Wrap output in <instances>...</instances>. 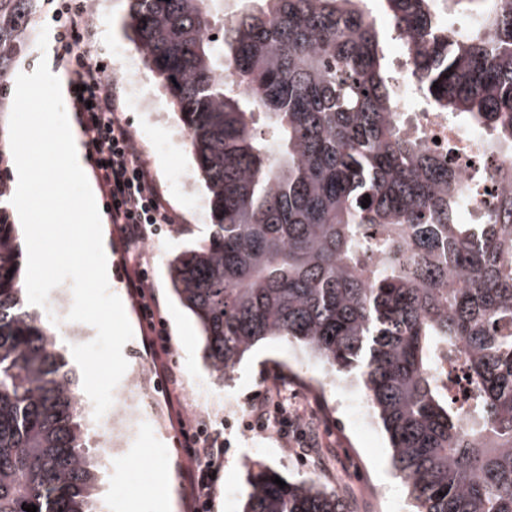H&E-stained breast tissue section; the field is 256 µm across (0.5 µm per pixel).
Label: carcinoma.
I'll list each match as a JSON object with an SVG mask.
<instances>
[{
  "label": "carcinoma",
  "instance_id": "1",
  "mask_svg": "<svg viewBox=\"0 0 512 512\" xmlns=\"http://www.w3.org/2000/svg\"><path fill=\"white\" fill-rule=\"evenodd\" d=\"M247 2L228 20L224 0L128 5L207 192L209 235L168 266L207 366L222 379L286 340L355 370L412 512H512V180L460 223L479 186L402 134L395 97L403 79L512 156V0H452L476 17L463 30L435 0H385L386 32L362 0ZM41 7L0 0V116ZM389 38L412 54L403 74L384 64ZM10 194L0 175V512H99L76 374L24 306ZM277 475L250 469L242 512H345L335 491Z\"/></svg>",
  "mask_w": 512,
  "mask_h": 512
}]
</instances>
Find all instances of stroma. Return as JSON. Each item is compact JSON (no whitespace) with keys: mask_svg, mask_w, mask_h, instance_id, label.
Returning <instances> with one entry per match:
<instances>
[{"mask_svg":"<svg viewBox=\"0 0 512 512\" xmlns=\"http://www.w3.org/2000/svg\"><path fill=\"white\" fill-rule=\"evenodd\" d=\"M127 0H104L98 10L100 57L110 51L129 48L124 32ZM74 49L49 42L39 49L30 42L15 70L32 73L42 57H49V68L65 73ZM124 117L141 149V159L153 172L162 196L179 217L178 223L163 225L143 248V263L150 272V285L159 299L158 325H145L139 317L138 297L127 285L130 265L119 227L109 216H102L103 239L112 259L109 288L118 295L132 325L134 336L123 348L129 367H142L165 388L159 394L158 410L162 426L142 424L137 435L126 443L124 452L104 465L101 474L103 512H157V497H165L167 512H190L186 497L183 463L185 446L179 441L183 431L180 417L203 409L213 422L231 421L226 432L231 447L224 459V472L216 485L211 512H240L246 487L247 463L260 461L287 476L310 478L346 500L352 512H408L406 488L391 466L388 441L380 428L360 433L344 417L319 420L317 426L320 464L305 467L283 451L275 435L250 431L243 427L236 411L267 386L275 373L288 377V389L304 393L303 408L343 409L351 395L363 387L349 378L325 376L320 364L297 346L284 341H266L253 350L231 372L226 381L215 380L205 366L202 345L190 313L174 295L168 278V263L177 254L198 242L209 232L211 222L202 182L185 191L180 175L195 172L189 150L173 143L182 124L174 110L163 120L150 113L137 112L130 98H123ZM375 485L377 495L365 498L361 478Z\"/></svg>","mask_w":512,"mask_h":512,"instance_id":"35a3bbf8","label":"stroma"}]
</instances>
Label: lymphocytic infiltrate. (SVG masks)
<instances>
[{
    "label": "lymphocytic infiltrate",
    "instance_id": "obj_1",
    "mask_svg": "<svg viewBox=\"0 0 512 512\" xmlns=\"http://www.w3.org/2000/svg\"><path fill=\"white\" fill-rule=\"evenodd\" d=\"M51 19L60 42L81 48L68 68V94L94 155L108 214L112 223L119 225L124 248L132 259L128 285L144 298L148 308H158L155 294L144 288L143 246L159 225L177 223L178 217L166 205L151 170L140 158L139 144L121 115L118 82L99 67L94 51L96 23L80 0H56ZM300 419L299 413L289 410L286 400L275 398L269 389L252 400L246 426L263 431L269 422H278L277 435L284 439L289 427ZM226 446L224 429L218 425H198L187 436L184 470L193 512H209L213 486L224 469Z\"/></svg>",
    "mask_w": 512,
    "mask_h": 512
}]
</instances>
